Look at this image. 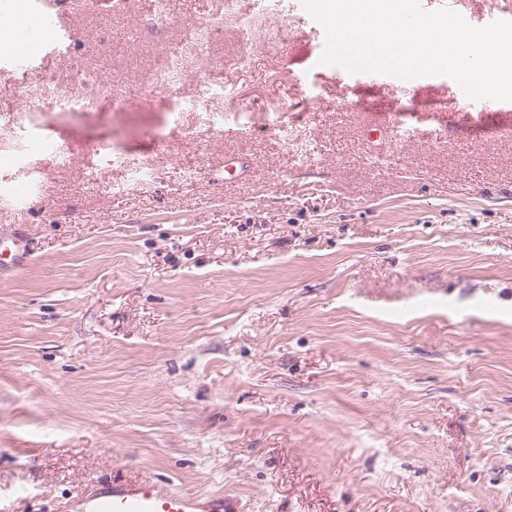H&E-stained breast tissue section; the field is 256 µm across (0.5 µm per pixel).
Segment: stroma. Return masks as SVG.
Segmentation results:
<instances>
[{
  "instance_id": "obj_1",
  "label": "stroma",
  "mask_w": 512,
  "mask_h": 512,
  "mask_svg": "<svg viewBox=\"0 0 512 512\" xmlns=\"http://www.w3.org/2000/svg\"><path fill=\"white\" fill-rule=\"evenodd\" d=\"M256 3L171 0L167 23L151 0H21L74 38L44 35L29 98L0 73V159L62 145L0 162L26 260L0 276V512L115 478L236 512H512V123L475 130L439 75L413 84V138L366 143L392 91L318 66L301 0ZM201 15L221 33L174 87L109 108ZM76 69L105 87L74 112L40 76ZM284 102L311 162L270 125Z\"/></svg>"
}]
</instances>
